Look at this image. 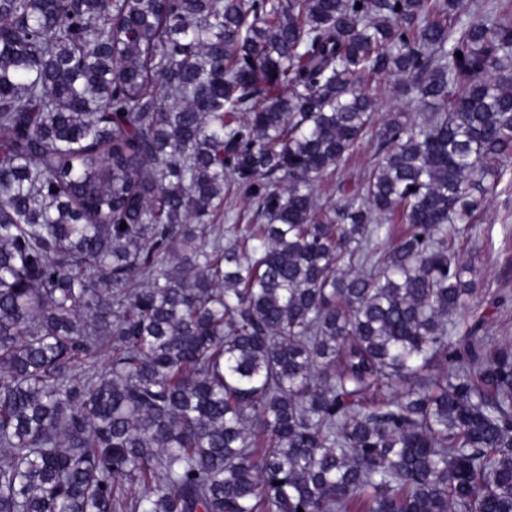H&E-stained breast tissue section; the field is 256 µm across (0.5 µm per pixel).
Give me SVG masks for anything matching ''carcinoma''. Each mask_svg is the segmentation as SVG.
<instances>
[{"mask_svg":"<svg viewBox=\"0 0 512 512\" xmlns=\"http://www.w3.org/2000/svg\"><path fill=\"white\" fill-rule=\"evenodd\" d=\"M511 155L496 0H0V512H512ZM375 146L374 144L364 143L360 148H358L353 156L336 171V175L331 180H321L318 182L316 186V191L320 195H324V192L327 194L332 193V189L330 187L331 183L335 181H339L344 177H347L352 172H365L369 168L373 166L375 163ZM326 196V195H324ZM480 212L472 238L457 242L472 280L468 309L484 318L478 335L485 343L512 342V157Z\"/></svg>","mask_w":512,"mask_h":512,"instance_id":"cac0c4a2","label":"carcinoma"}]
</instances>
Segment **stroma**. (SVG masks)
Returning a JSON list of instances; mask_svg holds the SVG:
<instances>
[{"label":"stroma","instance_id":"35a3bbf8","mask_svg":"<svg viewBox=\"0 0 512 512\" xmlns=\"http://www.w3.org/2000/svg\"><path fill=\"white\" fill-rule=\"evenodd\" d=\"M501 168L473 237L457 242L473 282L468 309L482 318L478 336L487 343L512 342V157Z\"/></svg>","mask_w":512,"mask_h":512}]
</instances>
